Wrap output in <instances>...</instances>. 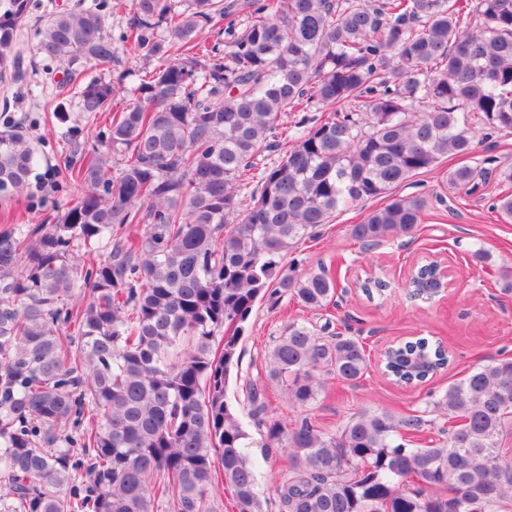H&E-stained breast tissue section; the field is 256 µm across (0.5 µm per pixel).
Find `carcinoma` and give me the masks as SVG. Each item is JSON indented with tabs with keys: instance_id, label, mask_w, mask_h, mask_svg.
<instances>
[{
	"instance_id": "cac0c4a2",
	"label": "carcinoma",
	"mask_w": 512,
	"mask_h": 512,
	"mask_svg": "<svg viewBox=\"0 0 512 512\" xmlns=\"http://www.w3.org/2000/svg\"><path fill=\"white\" fill-rule=\"evenodd\" d=\"M33 0H0V75L15 73ZM115 41L97 8L51 14L39 49L115 68L119 43L162 64L134 103L94 78L79 114L61 112L73 155L53 174V221L0 227V512H269L250 433L225 398L254 306H328L325 268L286 266L336 212L379 197L448 156L472 152V125L512 132V0H131ZM220 27L224 46L197 41ZM330 115L288 127L287 112ZM110 112L82 150L83 128ZM120 159L112 161V152ZM40 154L20 122L0 130V201L23 194ZM512 170L459 166L467 193ZM424 201L391 196L352 225L361 247L410 234ZM410 297L431 301L437 263ZM398 384L448 365L440 340L379 354ZM358 336L291 321L245 382L264 447L287 449L277 512H512V358L469 371L433 401L435 418L364 411L328 433L271 415L267 385L310 408L328 377L359 384ZM437 428L438 441L410 447Z\"/></svg>"
}]
</instances>
